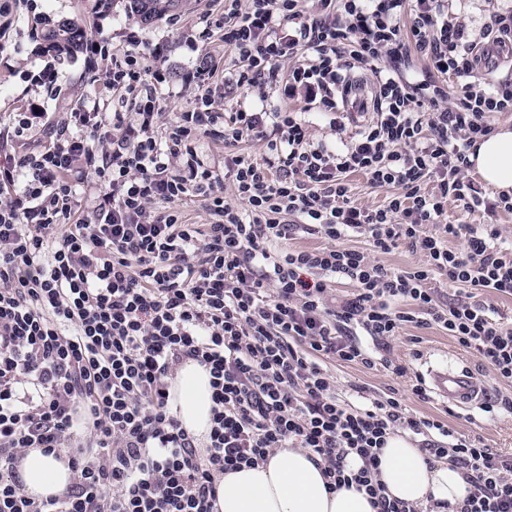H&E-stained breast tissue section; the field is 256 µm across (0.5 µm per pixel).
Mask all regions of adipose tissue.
<instances>
[{
    "instance_id": "ef3b65f1",
    "label": "adipose tissue",
    "mask_w": 512,
    "mask_h": 512,
    "mask_svg": "<svg viewBox=\"0 0 512 512\" xmlns=\"http://www.w3.org/2000/svg\"><path fill=\"white\" fill-rule=\"evenodd\" d=\"M482 181L499 192L512 191V126L500 125L470 157ZM208 371L197 362L181 364L171 386L172 408L182 426L196 438L211 427ZM380 479L389 497L413 505L428 504L434 512L461 506L467 483L448 463L428 464L421 448L406 437L388 438L380 455ZM75 474L67 459L26 452L19 467L24 492L36 499L59 495ZM215 512H375L365 493L353 488L328 490L320 466L301 448H279L264 464L226 473L218 484Z\"/></svg>"
}]
</instances>
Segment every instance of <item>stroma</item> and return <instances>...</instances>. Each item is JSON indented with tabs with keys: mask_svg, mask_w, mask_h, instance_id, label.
<instances>
[{
	"mask_svg": "<svg viewBox=\"0 0 512 512\" xmlns=\"http://www.w3.org/2000/svg\"><path fill=\"white\" fill-rule=\"evenodd\" d=\"M94 0H0V154L36 150V143L21 145L13 135L12 117L17 112L35 110L46 113L49 127L58 128L70 120L86 94L92 92L95 70L88 66L87 52L68 56L49 50L40 37L44 21L63 19L87 20V39L104 44L109 52L123 54L128 48L126 35L136 32L143 43L142 54H150L155 46L165 48L166 61L162 67L165 81L160 95L164 101L161 124L173 122L178 113L192 104V92L185 88L182 77L200 65L215 67L217 74L212 95L218 109L229 112L244 106L252 109L264 105L267 111L290 108L306 111L303 98L288 99L280 87L270 89L266 101L255 95H244L224 84L223 72L231 68V55L221 33L210 39L188 44L200 19L207 14L219 15L224 0H182V6L172 15L150 25L141 24L128 16L119 0L111 10L87 17ZM53 72V80L32 83L33 75L42 69ZM309 135L316 141L334 142L338 136L326 118L317 112L306 111ZM392 359L406 364L408 374L400 378L384 368L367 369L357 365H338L334 372L340 385L362 384L375 390L394 387L406 397V403L418 416L435 417L447 422L459 434L480 438L495 450L512 453V414H488L482 408L464 409L429 396L421 401L409 393V378L425 375L434 362L461 366L472 371L485 385L487 395L510 393L512 386L499 382L493 372L472 352L460 347L448 334L437 327H406L394 344Z\"/></svg>",
	"mask_w": 512,
	"mask_h": 512,
	"instance_id": "obj_1",
	"label": "stroma"
}]
</instances>
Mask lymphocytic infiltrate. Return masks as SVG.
I'll return each instance as SVG.
<instances>
[{
  "mask_svg": "<svg viewBox=\"0 0 512 512\" xmlns=\"http://www.w3.org/2000/svg\"><path fill=\"white\" fill-rule=\"evenodd\" d=\"M215 29L236 89L282 84L337 129L351 76L366 71L371 116L347 142L316 143L294 110L217 111L214 73L198 68L184 77L191 108L159 125L163 54L144 65L132 31L71 126L0 161V512H214L224 473L277 448L305 449L329 490L354 485L376 512H418L379 479L397 433L462 471L458 512H512V454L414 415L396 389L343 392L328 367L405 376L394 341L408 325H435L512 384V322L478 298H512V236L448 220L452 200L469 214L512 213V196L488 197L468 174L491 117L512 112V79L496 75L512 52V9L492 11L477 41L447 0H317L313 11L303 0H224L204 25ZM414 55L428 68L409 70ZM217 125L229 150L220 173L196 147ZM246 139L264 143L262 159L238 152ZM354 173L388 189L383 205L352 200ZM87 179L99 195L74 224L75 186ZM188 196L209 223L181 221L173 204ZM305 235L324 246L293 247ZM402 246L420 262H379ZM437 275L452 297L433 288ZM187 359L211 375L202 445L171 408ZM79 428L86 444L74 449ZM26 448L69 449L76 477L65 493H22Z\"/></svg>",
  "mask_w": 512,
  "mask_h": 512,
  "instance_id": "obj_1",
  "label": "lymphocytic infiltrate"
}]
</instances>
